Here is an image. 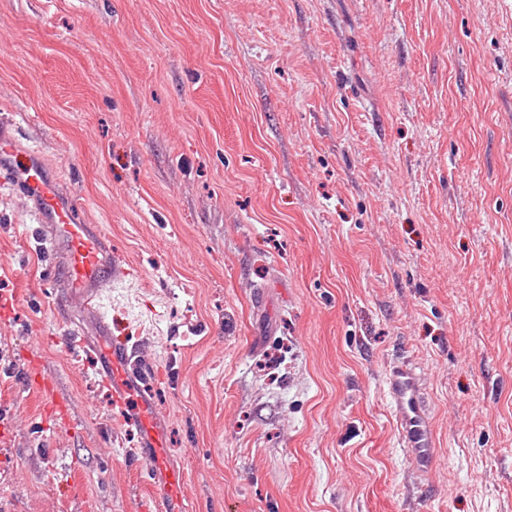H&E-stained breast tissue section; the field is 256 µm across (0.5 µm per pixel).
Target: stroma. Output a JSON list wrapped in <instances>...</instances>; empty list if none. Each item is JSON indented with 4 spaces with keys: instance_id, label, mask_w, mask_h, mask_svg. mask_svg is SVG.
<instances>
[{
    "instance_id": "1",
    "label": "stroma",
    "mask_w": 512,
    "mask_h": 512,
    "mask_svg": "<svg viewBox=\"0 0 512 512\" xmlns=\"http://www.w3.org/2000/svg\"><path fill=\"white\" fill-rule=\"evenodd\" d=\"M1 118L106 236L189 512H512V0H0ZM37 225L0 182V512H143ZM386 384L400 445L412 470L424 475L435 463L436 442L422 379L410 362L402 361L389 365Z\"/></svg>"
}]
</instances>
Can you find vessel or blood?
Instances as JSON below:
<instances>
[{
    "label": "vessel or blood",
    "instance_id": "obj_1",
    "mask_svg": "<svg viewBox=\"0 0 512 512\" xmlns=\"http://www.w3.org/2000/svg\"><path fill=\"white\" fill-rule=\"evenodd\" d=\"M0 180L32 203L42 237L62 252V266H50V275L60 276L69 291L82 294L86 307L99 314L104 290L116 274L103 235L95 225L82 223L77 200L61 192L37 151L18 150L5 126H0ZM98 325V335L89 346L97 355L98 373L121 409L124 423L137 432L132 457L147 467L148 495L159 512H170L174 506L186 512L185 473L170 460L166 433L158 426L154 403L144 390L156 367L127 337L113 335L108 321L100 319ZM386 384L400 445L413 471L426 474L436 460V442L422 379L410 362L402 361L389 365Z\"/></svg>",
    "mask_w": 512,
    "mask_h": 512
}]
</instances>
